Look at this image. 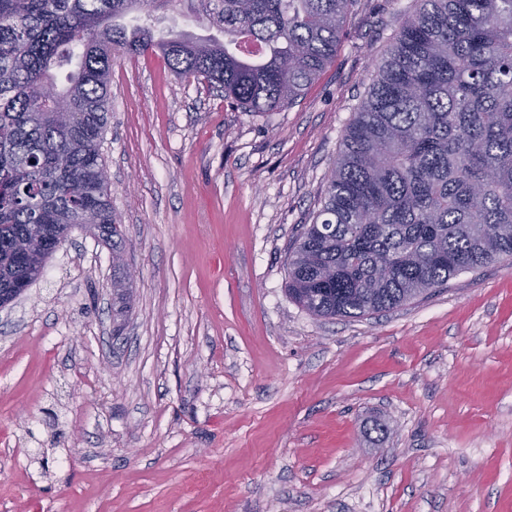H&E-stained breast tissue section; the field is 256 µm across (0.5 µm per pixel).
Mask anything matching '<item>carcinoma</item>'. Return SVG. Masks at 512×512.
I'll list each match as a JSON object with an SVG mask.
<instances>
[{"instance_id": "cac0c4a2", "label": "carcinoma", "mask_w": 512, "mask_h": 512, "mask_svg": "<svg viewBox=\"0 0 512 512\" xmlns=\"http://www.w3.org/2000/svg\"><path fill=\"white\" fill-rule=\"evenodd\" d=\"M224 35L153 20L179 2ZM355 0H0V294L33 224H98L119 252L102 178L116 55L160 52L231 108L291 107L336 58ZM71 65L63 83L54 69ZM56 89L52 100L46 86ZM512 264V0H415L341 136L285 293L322 318L403 305L461 272Z\"/></svg>"}]
</instances>
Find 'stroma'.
Here are the masks:
<instances>
[{"mask_svg": "<svg viewBox=\"0 0 512 512\" xmlns=\"http://www.w3.org/2000/svg\"><path fill=\"white\" fill-rule=\"evenodd\" d=\"M413 7L355 0L333 63L264 115L162 55L113 64L125 266L73 231L0 309V512H512V266L358 318L284 290Z\"/></svg>", "mask_w": 512, "mask_h": 512, "instance_id": "obj_1", "label": "stroma"}]
</instances>
